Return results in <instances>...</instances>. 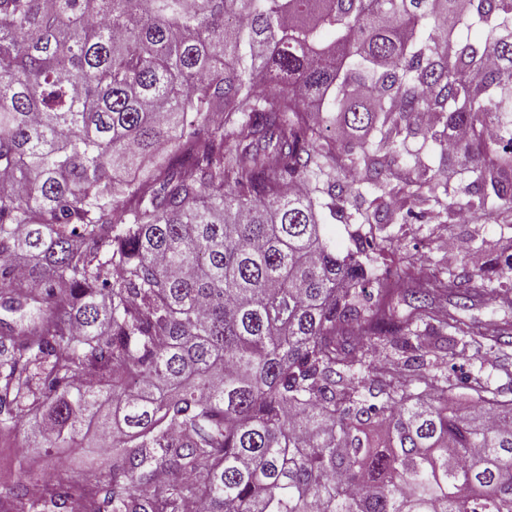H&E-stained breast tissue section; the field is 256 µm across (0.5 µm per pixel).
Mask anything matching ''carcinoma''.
<instances>
[{"label": "carcinoma", "mask_w": 512, "mask_h": 512, "mask_svg": "<svg viewBox=\"0 0 512 512\" xmlns=\"http://www.w3.org/2000/svg\"><path fill=\"white\" fill-rule=\"evenodd\" d=\"M468 211L512 228V0H0V432L112 438L0 512H512V397L430 364L512 342L458 315L512 252L390 280L360 228Z\"/></svg>", "instance_id": "obj_1"}]
</instances>
